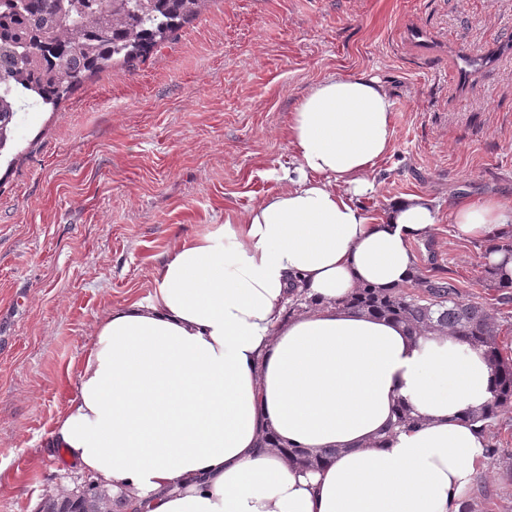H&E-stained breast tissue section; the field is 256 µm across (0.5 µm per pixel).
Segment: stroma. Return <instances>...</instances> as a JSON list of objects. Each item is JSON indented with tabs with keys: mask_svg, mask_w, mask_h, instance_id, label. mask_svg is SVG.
I'll list each match as a JSON object with an SVG mask.
<instances>
[{
	"mask_svg": "<svg viewBox=\"0 0 512 512\" xmlns=\"http://www.w3.org/2000/svg\"><path fill=\"white\" fill-rule=\"evenodd\" d=\"M362 73L393 102L392 150L363 208L432 198L418 261L435 255L463 299L482 295V247L456 232L452 206L512 201V0H207L142 63L25 116L4 153L0 512H42L50 485L81 484L40 443L77 392L96 318L146 296L173 241L275 191L302 96ZM476 487L475 512H512L498 458Z\"/></svg>",
	"mask_w": 512,
	"mask_h": 512,
	"instance_id": "obj_1",
	"label": "stroma"
}]
</instances>
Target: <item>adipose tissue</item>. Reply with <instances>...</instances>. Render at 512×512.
Masks as SVG:
<instances>
[{
	"instance_id": "adipose-tissue-1",
	"label": "adipose tissue",
	"mask_w": 512,
	"mask_h": 512,
	"mask_svg": "<svg viewBox=\"0 0 512 512\" xmlns=\"http://www.w3.org/2000/svg\"><path fill=\"white\" fill-rule=\"evenodd\" d=\"M393 103L364 75L312 85L290 115L278 189L166 253L142 299L99 316L78 392L44 448L111 488L118 512H460L488 463L470 420L497 377L484 348L349 309L358 288L412 281L431 199L391 201L375 167L392 148ZM457 231L512 279V203L456 202ZM316 304L289 315L296 293ZM415 426L391 429L397 409ZM385 444H378V437ZM290 448H333L304 471Z\"/></svg>"
}]
</instances>
